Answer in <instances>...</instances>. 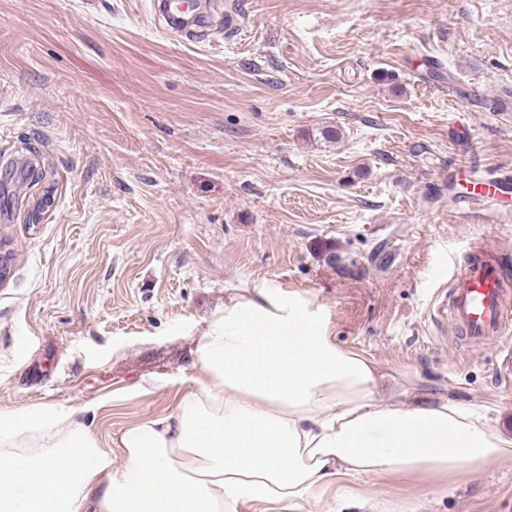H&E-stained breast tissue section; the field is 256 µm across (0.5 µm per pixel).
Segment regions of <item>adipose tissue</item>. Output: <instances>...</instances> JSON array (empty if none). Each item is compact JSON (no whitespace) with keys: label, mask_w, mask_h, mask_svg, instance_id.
<instances>
[{"label":"adipose tissue","mask_w":512,"mask_h":512,"mask_svg":"<svg viewBox=\"0 0 512 512\" xmlns=\"http://www.w3.org/2000/svg\"><path fill=\"white\" fill-rule=\"evenodd\" d=\"M196 358L195 390L110 447L86 405L0 412V512H296L340 478L454 479L512 458V437L457 405L377 402L372 363L295 296L232 297Z\"/></svg>","instance_id":"obj_1"}]
</instances>
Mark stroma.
<instances>
[{"label":"stroma","mask_w":512,"mask_h":512,"mask_svg":"<svg viewBox=\"0 0 512 512\" xmlns=\"http://www.w3.org/2000/svg\"><path fill=\"white\" fill-rule=\"evenodd\" d=\"M235 2L189 41L152 0H0V411L95 403L109 440L174 410L225 302L265 292L321 310L379 401L512 436V334L473 344L442 313L473 242L512 270V221L448 196L512 176V0ZM347 489L512 512V458Z\"/></svg>","instance_id":"1"}]
</instances>
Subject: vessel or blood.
<instances>
[{"label": "vessel or blood", "instance_id": "1", "mask_svg": "<svg viewBox=\"0 0 512 512\" xmlns=\"http://www.w3.org/2000/svg\"><path fill=\"white\" fill-rule=\"evenodd\" d=\"M171 31L185 34L205 23L198 0H154ZM470 188L455 201L478 205L494 214H512V178L493 173H471ZM469 261L452 277L445 295V310L452 332L481 343L512 330V299L506 286L512 274L505 272L482 243L471 244Z\"/></svg>", "mask_w": 512, "mask_h": 512}]
</instances>
